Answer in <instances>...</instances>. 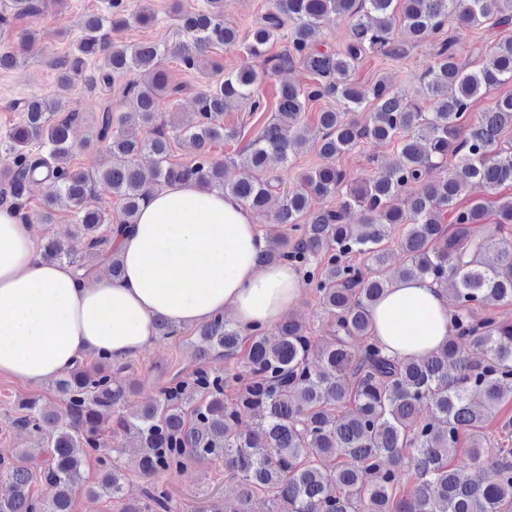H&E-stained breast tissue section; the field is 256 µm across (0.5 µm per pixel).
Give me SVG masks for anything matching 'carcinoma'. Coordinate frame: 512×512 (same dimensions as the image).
<instances>
[{
	"label": "carcinoma",
	"mask_w": 512,
	"mask_h": 512,
	"mask_svg": "<svg viewBox=\"0 0 512 512\" xmlns=\"http://www.w3.org/2000/svg\"><path fill=\"white\" fill-rule=\"evenodd\" d=\"M11 2L17 16L41 11L39 0ZM330 14L352 19L348 42L338 51L319 49L321 24ZM178 19L187 41L171 49L160 42L114 43L108 29L129 22L119 0H112V13L88 19L59 82L68 87L82 78L92 90L127 78L124 91L134 111L114 118L106 108L96 130L111 161L69 167L71 128L82 116L58 100L26 101L21 121L0 138V150L13 155V166L0 171V207L21 212L39 183L35 174L46 170L45 221L57 203L68 204L86 250L77 259L49 239L43 259L65 261L87 278L106 257L109 273L118 278L123 268L112 234L135 223L150 195L146 184L191 180L255 210L279 193L273 224L287 232L267 236L259 261L295 266L328 317L326 335H309L290 316L272 332L250 334L244 346L234 323L214 318L195 332L192 374L170 380L153 404L131 418L117 415L108 428L103 415L127 399L128 387L115 377L124 366L108 358L78 362L55 381L67 419L38 399L22 404L14 425L40 434L49 458L37 465L21 452L0 460V512H71L72 490L83 482V464L92 455L105 471L102 486L124 502L123 512H172L168 491L153 478L206 457L224 460L241 478L232 512H512V448H493L483 434L493 412L512 400V320L482 312L512 301V238L506 232L512 228V196L501 194L512 185V146L501 142L512 128V94L470 116L477 99L512 83V35L498 40L473 69L458 59L453 35L511 24L512 0H279L278 12L266 14L244 36L224 20V0H205L204 8L181 11ZM286 20L288 48L265 57ZM397 24L408 40L394 39ZM445 29L450 34L440 40L416 98L384 78L367 86L353 79L361 59H400L424 36ZM217 46H238L270 69L243 65L200 93L193 115L173 126L193 146L195 159L173 164L161 109L180 87L170 84L162 57L170 52L190 69ZM97 57L106 72L84 75L86 60ZM297 64L313 82L304 88L281 84L272 119L239 155V178L225 182L224 163L211 149L238 131L221 124L224 110L236 101L251 112L267 111L264 77ZM322 98L338 102L339 109L318 112L320 137L311 140L303 112ZM131 125L148 128L149 135L130 134ZM367 140L395 142L398 160L351 179L334 159ZM307 144L321 163L289 187L273 170L288 167L291 155ZM143 154L152 157L148 169L138 163ZM442 166L446 174L432 177ZM101 188L119 201L117 216L85 207ZM334 196V207L314 205ZM463 196L469 197L465 204ZM354 206L364 213L361 224L345 222ZM396 232L404 256L398 277L430 276L454 297L448 341L423 357L392 358L370 335L373 309L391 282L389 243ZM214 355L239 358L242 369L214 372L206 366ZM245 414L255 418L254 426L243 425ZM464 432L471 435L467 459L489 471L482 481L465 479L448 465ZM108 433L133 437L141 448L146 484L136 496L120 466L107 462L121 453L108 446ZM409 475L413 482L406 490ZM35 482L51 496L34 495Z\"/></svg>",
	"instance_id": "carcinoma-1"
}]
</instances>
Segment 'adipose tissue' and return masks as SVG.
I'll list each match as a JSON object with an SVG mask.
<instances>
[{
  "label": "adipose tissue",
  "mask_w": 512,
  "mask_h": 512,
  "mask_svg": "<svg viewBox=\"0 0 512 512\" xmlns=\"http://www.w3.org/2000/svg\"><path fill=\"white\" fill-rule=\"evenodd\" d=\"M112 245L121 277L83 280L44 260L28 225L0 208V374L45 383L89 353L126 359L155 339L159 316L185 327L228 313L241 329H270L300 296L290 262L258 263L266 236L251 209L192 181L154 191ZM448 333V299L431 278L395 280L374 308L388 355H427Z\"/></svg>",
  "instance_id": "adipose-tissue-1"
}]
</instances>
